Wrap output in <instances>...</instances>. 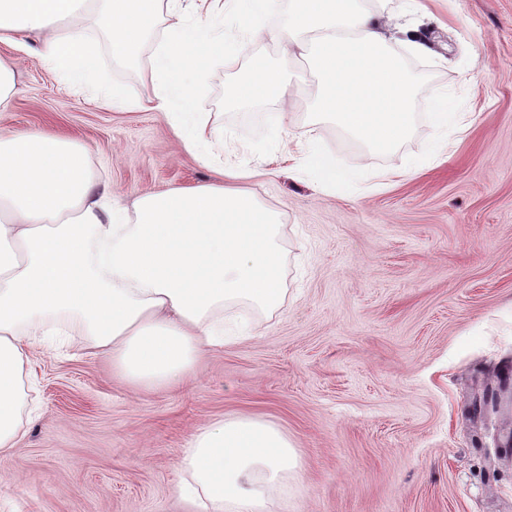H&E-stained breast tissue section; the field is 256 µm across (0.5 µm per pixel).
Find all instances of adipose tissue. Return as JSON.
Returning <instances> with one entry per match:
<instances>
[{
	"label": "adipose tissue",
	"instance_id": "adipose-tissue-1",
	"mask_svg": "<svg viewBox=\"0 0 512 512\" xmlns=\"http://www.w3.org/2000/svg\"><path fill=\"white\" fill-rule=\"evenodd\" d=\"M162 0H0V41L43 33L46 60L70 81H97L99 56L83 34L105 18L115 54L136 58ZM380 0H294L288 27L271 32L286 53L308 56L319 85L314 109L369 148L386 151L413 123L415 79L391 47ZM212 26L175 20L152 55V103L184 148L202 155L210 115L196 109L214 61L246 52ZM279 67L256 63L224 89L230 103L283 94ZM230 173L121 207L99 189L87 149L52 131L0 135V467L25 433L23 375L35 348L75 322L89 356L111 363L131 391L190 378L223 349L226 304L272 313L285 301L275 213L227 187ZM296 461L273 421L235 416L199 427L177 462L204 512H269Z\"/></svg>",
	"mask_w": 512,
	"mask_h": 512
}]
</instances>
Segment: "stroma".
Listing matches in <instances>:
<instances>
[{"label": "stroma", "instance_id": "35a3bbf8", "mask_svg": "<svg viewBox=\"0 0 512 512\" xmlns=\"http://www.w3.org/2000/svg\"><path fill=\"white\" fill-rule=\"evenodd\" d=\"M292 0H274L247 54L211 65L197 97L221 159L201 160L154 98L150 61L165 19L137 60L88 29L100 93L43 62L45 38L1 43L18 64L0 133L52 130L86 146L95 179L119 203L210 183L216 162L242 170L234 188L278 215L287 295L276 312L224 309L230 342L193 378L131 394L108 362L74 348L36 350L26 381L35 411L0 481V512H199L179 494L176 462L194 431L261 415L296 449L271 512H512V399L488 406L512 367V0H428L409 20L431 51L406 56L420 78L414 123L391 150L369 149L313 104L307 58L284 56L270 31ZM288 73L285 97L224 101L255 60ZM453 93L464 132L431 120ZM315 130L351 186L316 189L292 135Z\"/></svg>", "mask_w": 512, "mask_h": 512}]
</instances>
